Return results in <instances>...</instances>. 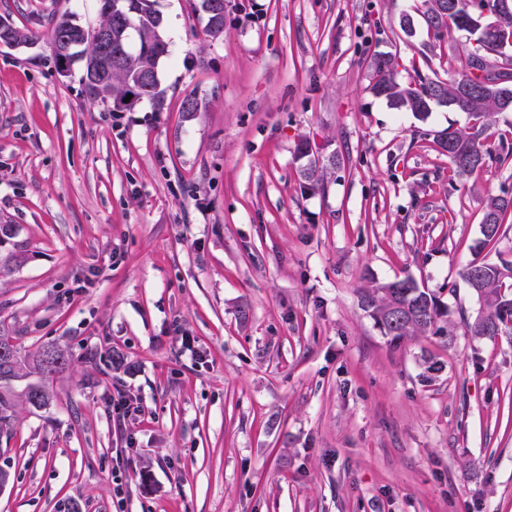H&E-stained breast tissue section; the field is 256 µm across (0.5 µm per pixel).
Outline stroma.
Here are the masks:
<instances>
[{
    "label": "stroma",
    "mask_w": 512,
    "mask_h": 512,
    "mask_svg": "<svg viewBox=\"0 0 512 512\" xmlns=\"http://www.w3.org/2000/svg\"><path fill=\"white\" fill-rule=\"evenodd\" d=\"M155 7L164 109L116 117L48 48L98 0H0L36 36L0 45V331L72 354L0 435V512H512V334L467 332L461 278L512 259V224L481 233L512 159L449 180L434 133L466 114L369 90L377 53L444 80L475 42L434 38L424 0H224L217 39L189 0ZM304 138L340 158L324 190L301 184ZM404 277L447 304L451 344L362 310Z\"/></svg>",
    "instance_id": "1"
}]
</instances>
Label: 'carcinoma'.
<instances>
[{
    "mask_svg": "<svg viewBox=\"0 0 512 512\" xmlns=\"http://www.w3.org/2000/svg\"><path fill=\"white\" fill-rule=\"evenodd\" d=\"M126 2L128 26L136 33L137 42L133 46L127 45V55L122 62L98 75L104 84L97 88L95 100L112 112L116 104L131 94L150 101L154 109L160 112L164 108V91L158 84L152 90L145 91L141 80L145 72L159 69L160 60L167 52L163 18L156 8L147 6V0ZM440 25L441 28L432 31L436 38L441 37V29L449 27L473 34L472 16L463 10L448 15L446 21L440 20ZM70 30L67 58H72L77 52L82 55V69L98 70L99 47L94 41L95 30H86L77 23L71 24ZM0 40L9 47H22L30 43L32 36L0 18ZM474 60L475 56H470L466 65L459 69L448 66V79L445 81L418 73L414 82L407 85L400 81L398 63L391 54L378 53L372 61L374 81L370 92L385 99L393 108L411 112L423 120L434 106L443 101L446 107L464 112L473 119L468 126L451 125L434 134L438 151L448 154L453 175L458 178L483 171L488 162L494 159L495 150L487 143L492 117L499 112L512 111V89L501 95L477 91L471 100L460 97L462 88H474L480 81L473 72ZM298 152L308 158L299 172L303 188L309 191L322 189L329 166L319 163L317 157L310 156L306 139L298 145ZM509 220H512L509 194L490 198L481 222L484 245L495 244L502 225ZM461 277L481 304L473 320L465 322L468 332L474 336L493 337L512 327L511 261L502 258L497 262L475 259L463 268ZM360 299L364 311L394 341L427 334L445 339L449 336L448 327L443 325L445 304L436 293L419 287L411 278L363 288ZM43 352L52 356L55 362L52 374L56 375L68 367L70 359L67 351L51 345L45 347ZM33 374H42L37 361L29 362L20 355L13 367L0 369V433L12 428L17 401L36 409L47 406L50 391L43 383L30 384L19 395L14 392L15 382Z\"/></svg>",
    "mask_w": 512,
    "mask_h": 512,
    "instance_id": "1",
    "label": "carcinoma"
}]
</instances>
